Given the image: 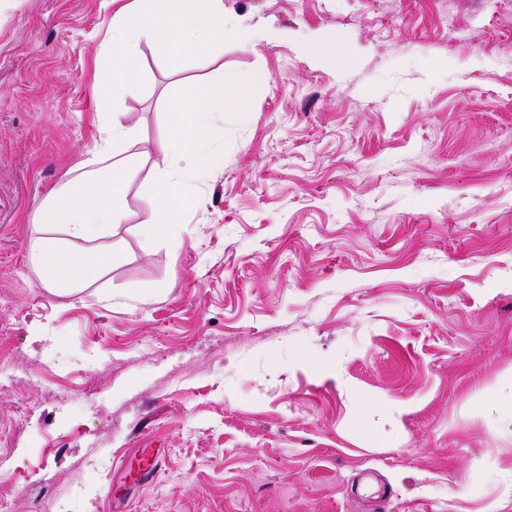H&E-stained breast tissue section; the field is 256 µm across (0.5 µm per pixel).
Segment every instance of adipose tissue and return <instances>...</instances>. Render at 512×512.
Here are the masks:
<instances>
[{
    "label": "adipose tissue",
    "mask_w": 512,
    "mask_h": 512,
    "mask_svg": "<svg viewBox=\"0 0 512 512\" xmlns=\"http://www.w3.org/2000/svg\"><path fill=\"white\" fill-rule=\"evenodd\" d=\"M139 9L129 13L119 8L102 43L110 69L99 78L95 102L99 139L86 152L78 172L66 176L38 208L32 228L29 264L42 274L44 286L70 290L95 280L112 264V252L99 248V241L112 234V227L126 218L124 189L133 177L136 162L126 157L125 146L134 133L113 107L116 93L132 85L141 42L165 44L172 63L186 56H205L225 39L246 40L247 32L224 13V0H137ZM257 75H244L233 82L223 76L182 87L169 109V134L161 148L168 168L157 178L158 215L141 224L145 246L160 235L178 239L171 216L188 205L182 178L191 158L211 159L220 153L213 126L215 113L245 111L259 84ZM88 252H74L77 243Z\"/></svg>",
    "instance_id": "obj_1"
}]
</instances>
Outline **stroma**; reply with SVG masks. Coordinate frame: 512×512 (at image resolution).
<instances>
[{
	"label": "stroma",
	"instance_id": "1",
	"mask_svg": "<svg viewBox=\"0 0 512 512\" xmlns=\"http://www.w3.org/2000/svg\"><path fill=\"white\" fill-rule=\"evenodd\" d=\"M224 12L250 40L141 44L112 265L61 295L30 221L99 135L113 8L0 0V512H512V0ZM219 74L262 83L143 248L168 103Z\"/></svg>",
	"mask_w": 512,
	"mask_h": 512
}]
</instances>
